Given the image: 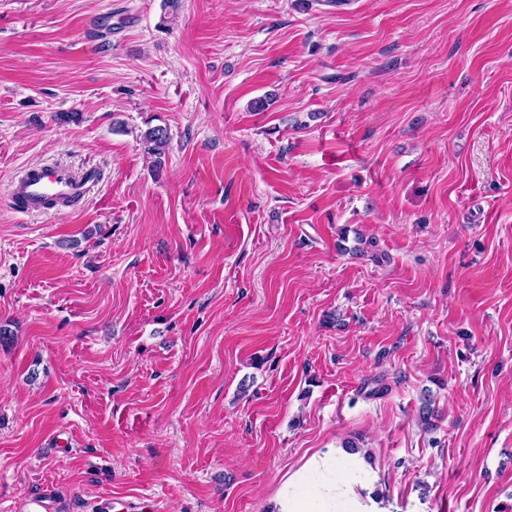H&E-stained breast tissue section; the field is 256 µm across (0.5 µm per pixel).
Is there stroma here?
Masks as SVG:
<instances>
[{"label":"stroma","mask_w":512,"mask_h":512,"mask_svg":"<svg viewBox=\"0 0 512 512\" xmlns=\"http://www.w3.org/2000/svg\"><path fill=\"white\" fill-rule=\"evenodd\" d=\"M0 326V512H512V0H0ZM143 142L147 153L154 157V164L159 167L162 164V157L166 154L170 143V135L167 128L154 126L141 131L138 135ZM96 181L91 169L76 172L60 164L39 165L11 181L8 192L25 212L56 209L61 213L84 199ZM320 448L280 483L265 512H389L378 474L354 442Z\"/></svg>","instance_id":"35a3bbf8"}]
</instances>
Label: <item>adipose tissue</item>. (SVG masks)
<instances>
[{"mask_svg":"<svg viewBox=\"0 0 512 512\" xmlns=\"http://www.w3.org/2000/svg\"><path fill=\"white\" fill-rule=\"evenodd\" d=\"M267 512H388L378 474L366 455L321 448L280 483Z\"/></svg>","mask_w":512,"mask_h":512,"instance_id":"obj_1","label":"adipose tissue"}]
</instances>
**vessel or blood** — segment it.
Listing matches in <instances>:
<instances>
[{
    "mask_svg": "<svg viewBox=\"0 0 512 512\" xmlns=\"http://www.w3.org/2000/svg\"><path fill=\"white\" fill-rule=\"evenodd\" d=\"M96 179L92 170L77 172L60 165H39L28 168L8 185L10 196L26 212L48 209L64 211L84 199Z\"/></svg>",
    "mask_w": 512,
    "mask_h": 512,
    "instance_id": "b4317fda",
    "label": "vessel or blood"
}]
</instances>
